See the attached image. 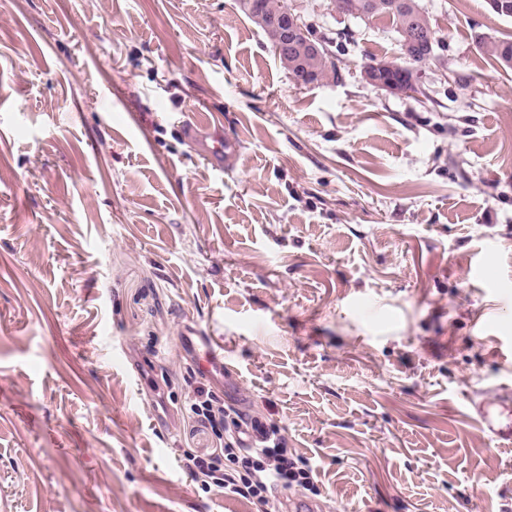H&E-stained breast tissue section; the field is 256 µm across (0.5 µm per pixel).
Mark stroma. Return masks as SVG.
<instances>
[{"label":"stroma","mask_w":512,"mask_h":512,"mask_svg":"<svg viewBox=\"0 0 512 512\" xmlns=\"http://www.w3.org/2000/svg\"><path fill=\"white\" fill-rule=\"evenodd\" d=\"M288 2L338 79L296 86L236 0H0V512H263L185 468L234 430L200 389L311 469L277 512H512L471 408L512 389V70L474 42L512 18L420 0L423 102L363 78L403 60L389 19ZM187 138L192 141L195 146L210 155L235 156L238 148L235 142L229 138L211 136L208 129V123L205 118L196 116L195 119L189 120L185 125ZM210 139L211 144L207 141ZM180 349L196 358L197 368L203 374L224 381V374L233 372L230 360L224 358V346L194 323L182 326ZM212 395L202 390L197 391L190 404L191 412L201 425H212L217 418L224 420V406L217 405Z\"/></svg>","instance_id":"obj_1"}]
</instances>
